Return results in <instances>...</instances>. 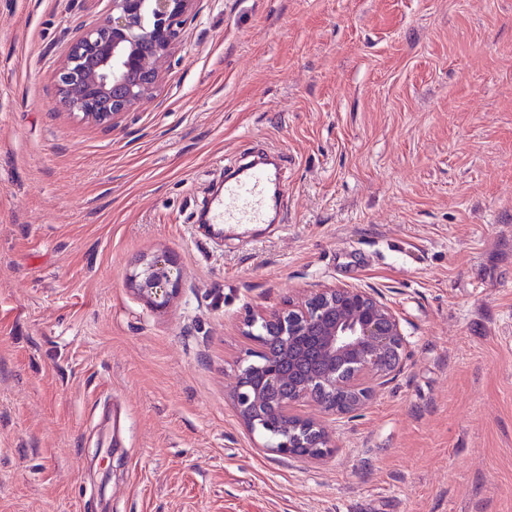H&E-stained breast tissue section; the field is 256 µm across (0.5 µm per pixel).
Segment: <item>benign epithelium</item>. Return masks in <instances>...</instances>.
Returning a JSON list of instances; mask_svg holds the SVG:
<instances>
[{
  "label": "benign epithelium",
  "mask_w": 512,
  "mask_h": 512,
  "mask_svg": "<svg viewBox=\"0 0 512 512\" xmlns=\"http://www.w3.org/2000/svg\"><path fill=\"white\" fill-rule=\"evenodd\" d=\"M196 0H111L109 14L70 43L56 80V104L98 124L150 99L159 65L170 56ZM129 274L137 294L161 307L180 292L172 255L137 260ZM261 346L243 360L230 394L237 418L278 455L323 458L336 442L321 422L294 413L312 403L349 415L363 405L366 384L402 364L407 339L392 309L365 288L338 286L311 293L246 322Z\"/></svg>",
  "instance_id": "obj_1"
}]
</instances>
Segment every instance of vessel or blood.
<instances>
[{"instance_id": "1", "label": "vessel or blood", "mask_w": 512, "mask_h": 512, "mask_svg": "<svg viewBox=\"0 0 512 512\" xmlns=\"http://www.w3.org/2000/svg\"><path fill=\"white\" fill-rule=\"evenodd\" d=\"M279 194L276 170L259 162L241 164L225 180L223 189L211 196L199 221L217 233L242 234L249 225L269 223L271 204Z\"/></svg>"}]
</instances>
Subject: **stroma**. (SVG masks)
Masks as SVG:
<instances>
[{"instance_id": "obj_1", "label": "stroma", "mask_w": 512, "mask_h": 512, "mask_svg": "<svg viewBox=\"0 0 512 512\" xmlns=\"http://www.w3.org/2000/svg\"><path fill=\"white\" fill-rule=\"evenodd\" d=\"M110 0H0V512H512V0H199L150 100L55 106ZM283 158L281 223L206 238ZM171 253L163 308L127 276ZM373 290L406 359L322 459L229 394L254 314ZM279 194L277 169L266 163H244L225 180L223 189L211 195L198 221L225 237L240 235L250 224L272 222L271 203Z\"/></svg>"}]
</instances>
